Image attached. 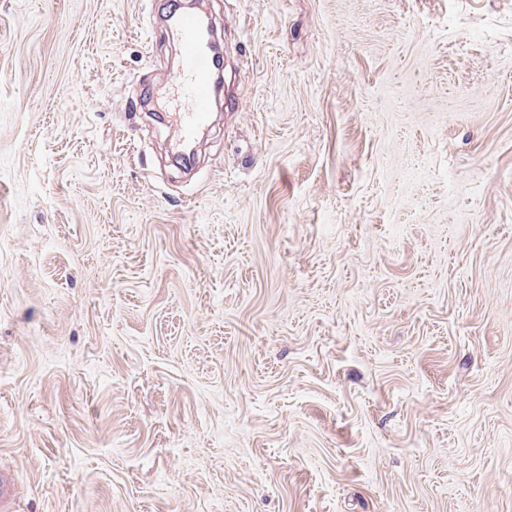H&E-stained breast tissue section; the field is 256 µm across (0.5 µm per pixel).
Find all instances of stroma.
I'll return each mask as SVG.
<instances>
[{"label":"stroma","mask_w":512,"mask_h":512,"mask_svg":"<svg viewBox=\"0 0 512 512\" xmlns=\"http://www.w3.org/2000/svg\"><path fill=\"white\" fill-rule=\"evenodd\" d=\"M0 0L12 512H512V0ZM181 47V60L172 77L170 113L179 128L176 146L194 139L211 112V99L216 91L214 63L207 36L194 13L174 15Z\"/></svg>","instance_id":"obj_1"}]
</instances>
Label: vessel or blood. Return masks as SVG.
I'll return each instance as SVG.
<instances>
[{"instance_id":"b4317fda","label":"vessel or blood","mask_w":512,"mask_h":512,"mask_svg":"<svg viewBox=\"0 0 512 512\" xmlns=\"http://www.w3.org/2000/svg\"><path fill=\"white\" fill-rule=\"evenodd\" d=\"M181 60L172 77L170 113L179 128V140L192 141L209 120L211 99L216 91L214 63L207 36L195 14L174 16Z\"/></svg>"}]
</instances>
